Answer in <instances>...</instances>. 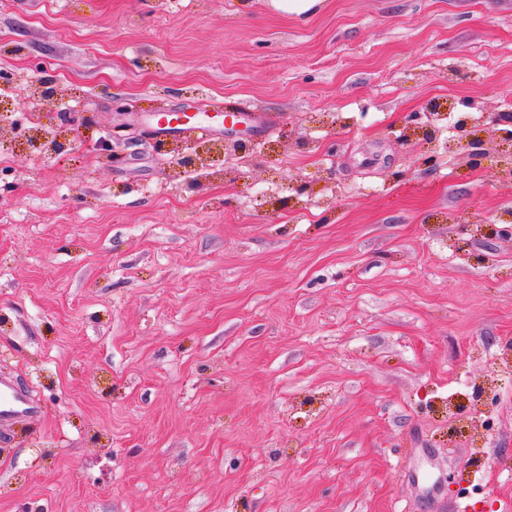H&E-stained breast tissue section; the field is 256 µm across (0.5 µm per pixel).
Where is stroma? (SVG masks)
<instances>
[{
	"label": "stroma",
	"mask_w": 512,
	"mask_h": 512,
	"mask_svg": "<svg viewBox=\"0 0 512 512\" xmlns=\"http://www.w3.org/2000/svg\"><path fill=\"white\" fill-rule=\"evenodd\" d=\"M2 70L19 125L53 80L66 140L0 145V373L42 409L0 512H422L409 463L461 478L429 512H507L512 238L457 249L512 208L507 154L401 134L512 112V0H0ZM233 102L273 129L223 175L94 149ZM270 7L281 14L295 17L310 16L323 0H268ZM420 119V113H411L407 117L403 126V139L408 141L415 136L416 139H421L427 144L432 143L436 139L438 131L435 127L422 124L419 122ZM122 128L125 127L119 126L117 127L118 130H116V128L113 129L112 139H110V141L100 139L96 142L97 149L102 154H105L107 157L112 158L113 162H118L123 158V154L119 150L122 145L133 143V139L142 140L154 136L153 134H120L121 131H124Z\"/></svg>",
	"instance_id": "obj_1"
}]
</instances>
